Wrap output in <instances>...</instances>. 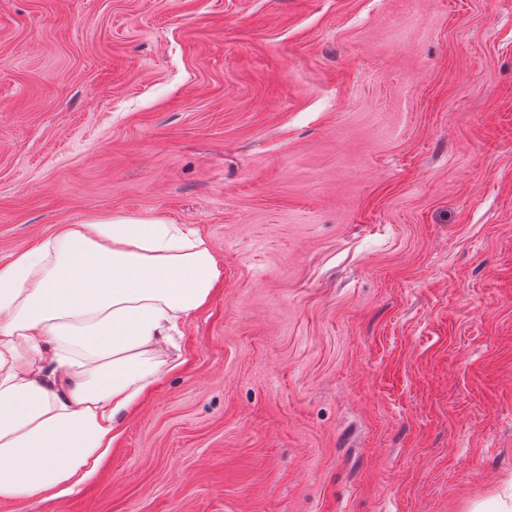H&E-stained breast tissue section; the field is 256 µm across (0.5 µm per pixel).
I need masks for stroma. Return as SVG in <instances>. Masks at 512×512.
I'll use <instances>...</instances> for the list:
<instances>
[{
	"label": "stroma",
	"mask_w": 512,
	"mask_h": 512,
	"mask_svg": "<svg viewBox=\"0 0 512 512\" xmlns=\"http://www.w3.org/2000/svg\"><path fill=\"white\" fill-rule=\"evenodd\" d=\"M160 216L224 268L74 491L473 512L512 483V0H0V261Z\"/></svg>",
	"instance_id": "1"
}]
</instances>
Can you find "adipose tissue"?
<instances>
[{
    "label": "adipose tissue",
    "instance_id": "obj_1",
    "mask_svg": "<svg viewBox=\"0 0 512 512\" xmlns=\"http://www.w3.org/2000/svg\"><path fill=\"white\" fill-rule=\"evenodd\" d=\"M223 279L204 238L154 216L65 224L0 264V499L93 474Z\"/></svg>",
    "mask_w": 512,
    "mask_h": 512
}]
</instances>
